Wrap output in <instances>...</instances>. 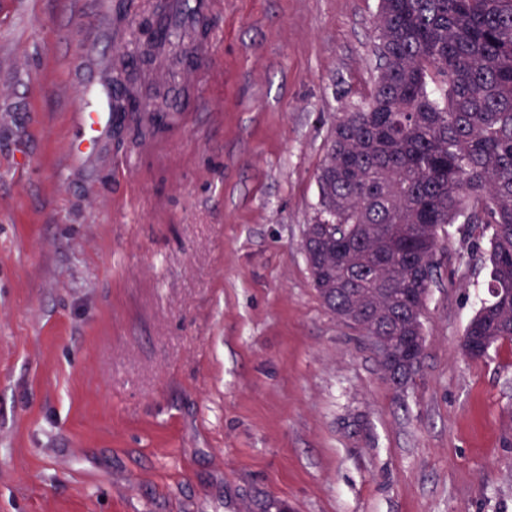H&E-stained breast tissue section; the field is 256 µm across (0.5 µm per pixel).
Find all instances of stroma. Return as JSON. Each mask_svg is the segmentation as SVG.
I'll list each match as a JSON object with an SVG mask.
<instances>
[{
	"label": "stroma",
	"mask_w": 512,
	"mask_h": 512,
	"mask_svg": "<svg viewBox=\"0 0 512 512\" xmlns=\"http://www.w3.org/2000/svg\"><path fill=\"white\" fill-rule=\"evenodd\" d=\"M146 0H0V512H512V343L472 359L484 240L441 243L402 389L302 250L378 0H224L222 84L142 152L70 101Z\"/></svg>",
	"instance_id": "stroma-1"
}]
</instances>
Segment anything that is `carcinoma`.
Returning <instances> with one entry per match:
<instances>
[{
	"label": "carcinoma",
	"mask_w": 512,
	"mask_h": 512,
	"mask_svg": "<svg viewBox=\"0 0 512 512\" xmlns=\"http://www.w3.org/2000/svg\"><path fill=\"white\" fill-rule=\"evenodd\" d=\"M149 26L157 45L186 53ZM377 75L336 120L303 251L325 308L363 336L397 389L423 355V318L447 228L487 239L491 300L463 340L512 341V0H379Z\"/></svg>",
	"instance_id": "cac0c4a2"
}]
</instances>
